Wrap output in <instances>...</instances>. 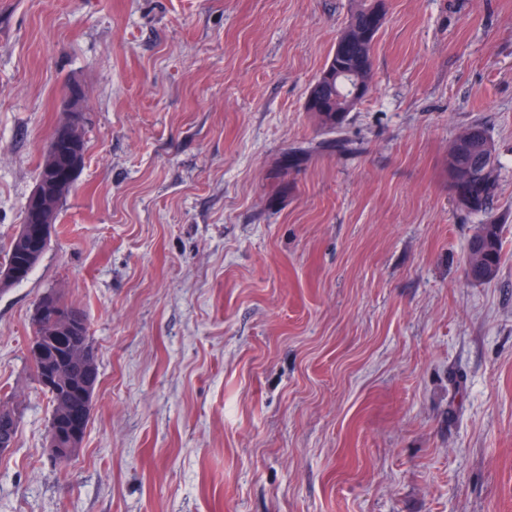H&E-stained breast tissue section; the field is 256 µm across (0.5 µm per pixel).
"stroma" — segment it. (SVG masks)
Listing matches in <instances>:
<instances>
[{
    "mask_svg": "<svg viewBox=\"0 0 512 512\" xmlns=\"http://www.w3.org/2000/svg\"><path fill=\"white\" fill-rule=\"evenodd\" d=\"M356 3L0 0V257L71 84L87 141L43 258L0 290L21 413L0 512H512V0H385L339 152L305 104ZM474 123L499 173L487 284L448 188ZM51 292L100 373L66 463L28 355Z\"/></svg>",
    "mask_w": 512,
    "mask_h": 512,
    "instance_id": "1",
    "label": "stroma"
}]
</instances>
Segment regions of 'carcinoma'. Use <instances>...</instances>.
<instances>
[{"mask_svg":"<svg viewBox=\"0 0 512 512\" xmlns=\"http://www.w3.org/2000/svg\"><path fill=\"white\" fill-rule=\"evenodd\" d=\"M385 18L384 3L375 0H359L350 19L341 30L343 39L348 41L344 50L337 48L329 54L327 61L336 64L338 73H358L367 82H372L373 51L379 31ZM359 100L351 97L348 86L344 82L322 81L316 91H310L306 99V110L316 118L320 128L328 134H341L348 120V115ZM470 129H479L482 136L475 140L465 139L466 133H461L448 149V176L468 174L470 182L479 189L469 198L458 203V207L471 214L483 217L479 229L468 242L466 273L473 283H489L493 281L500 270L503 257V241L501 224L494 212L498 194V179L496 170V148L484 127L475 124ZM87 142L80 138L75 147L59 146L56 151V174L66 173L71 157H85ZM41 257L33 255L12 238L5 259L0 264L6 266L19 265L30 274L40 262ZM52 402L49 425L56 423L57 407L68 402L77 404V396L70 391H48Z\"/></svg>","mask_w":512,"mask_h":512,"instance_id":"cac0c4a2","label":"carcinoma"}]
</instances>
